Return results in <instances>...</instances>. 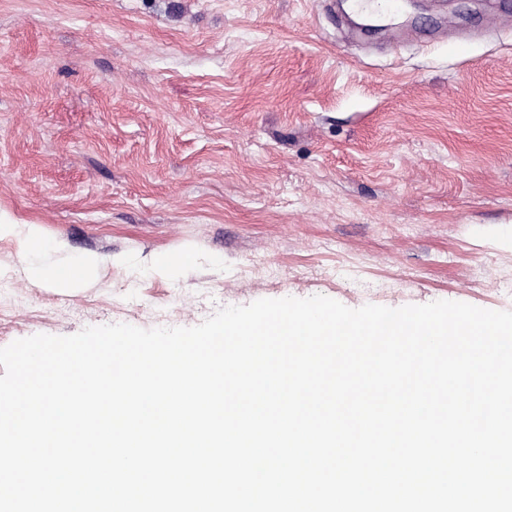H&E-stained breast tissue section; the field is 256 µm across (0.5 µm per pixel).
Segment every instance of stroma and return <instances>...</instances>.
I'll list each match as a JSON object with an SVG mask.
<instances>
[{"instance_id":"1","label":"stroma","mask_w":512,"mask_h":512,"mask_svg":"<svg viewBox=\"0 0 512 512\" xmlns=\"http://www.w3.org/2000/svg\"><path fill=\"white\" fill-rule=\"evenodd\" d=\"M0 0V347L322 295L512 310V0ZM187 249V272L155 255ZM22 247L27 258L28 270L36 281L69 290L80 288L86 283L99 260L94 254H84L59 264H42L43 254L49 251L64 250L65 244L46 238L36 224H30L27 227Z\"/></svg>"}]
</instances>
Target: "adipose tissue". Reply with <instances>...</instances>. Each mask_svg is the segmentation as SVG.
Instances as JSON below:
<instances>
[{"instance_id":"ef3b65f1","label":"adipose tissue","mask_w":512,"mask_h":512,"mask_svg":"<svg viewBox=\"0 0 512 512\" xmlns=\"http://www.w3.org/2000/svg\"><path fill=\"white\" fill-rule=\"evenodd\" d=\"M22 247L31 276L38 282L60 288L71 290L81 287L91 277L98 263L96 255L84 254L59 264H42L43 254L62 250L63 245L46 238L41 228L35 224L28 226Z\"/></svg>"}]
</instances>
